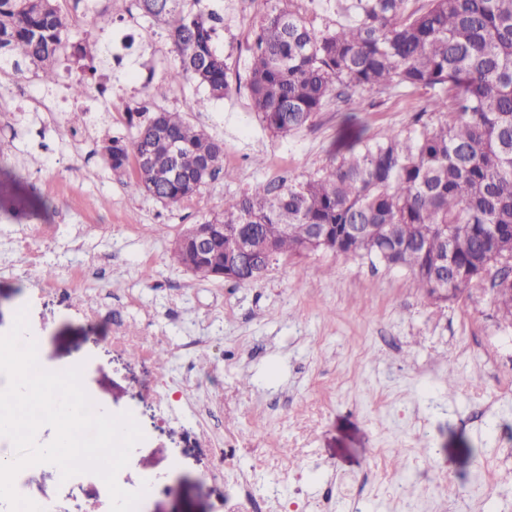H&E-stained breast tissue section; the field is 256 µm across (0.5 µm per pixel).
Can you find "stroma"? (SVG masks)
<instances>
[{"mask_svg":"<svg viewBox=\"0 0 512 512\" xmlns=\"http://www.w3.org/2000/svg\"><path fill=\"white\" fill-rule=\"evenodd\" d=\"M224 9V30L214 37L228 67L232 92L194 112L205 89L175 85L168 28L95 0L99 19L77 23L106 44L128 28L133 47L112 70V99L68 96L83 72L62 56L57 85L33 82L35 95L65 96L59 124L80 117L87 142L74 158L38 113L20 116L6 155L15 172L0 174V334L26 310L29 336L50 367L83 368V385L105 412H130L144 439L117 475L127 491L153 490L143 512H224L237 472L254 490L290 504L329 497V512H352L356 479L370 473L379 449L392 479L411 496L431 490L437 500L464 496L467 512H512V325L504 322L488 287H474L448 302L418 288L404 269L360 258L316 252L279 259L251 286L202 279L173 259L172 243L191 224L219 212L225 199L256 184L315 176L331 158L345 155L357 138L412 129L431 121L424 106L430 90L363 91L350 102H329L305 127L272 136L251 109L250 45L264 0H247L237 16L232 0H201ZM154 71L153 85L139 78ZM184 113L220 140L233 179L208 180L191 200L166 206L131 193L137 177L128 165L113 176L94 141L130 137L131 118L142 110ZM111 122H104V115ZM51 224L45 239L30 240L39 254L30 263L17 248L35 225ZM88 272L85 300L123 308L129 328L163 336V361H145L132 349L113 347L104 325L87 322L72 305L43 290L45 272ZM202 380L191 400L181 398L185 371ZM169 385L177 412L164 411L145 392L155 378ZM212 432L236 444V467L211 478L213 454L195 411L211 401ZM276 443L281 457L258 468L252 450ZM304 473L288 480L289 467ZM28 495L66 512H91L109 500L96 476L62 481L48 464L22 470Z\"/></svg>","mask_w":512,"mask_h":512,"instance_id":"obj_1","label":"stroma"}]
</instances>
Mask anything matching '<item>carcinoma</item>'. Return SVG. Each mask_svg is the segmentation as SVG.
<instances>
[{
  "label": "carcinoma",
  "mask_w": 512,
  "mask_h": 512,
  "mask_svg": "<svg viewBox=\"0 0 512 512\" xmlns=\"http://www.w3.org/2000/svg\"><path fill=\"white\" fill-rule=\"evenodd\" d=\"M252 47L248 90L264 127L285 137L331 99L359 90L429 88L422 112L437 115L406 133L386 132L333 159L322 173L285 184H258L224 202L208 220L224 225L203 262L224 280L251 285L269 255L298 252L315 225L336 241V255L407 269L419 288L446 302L474 286V275L512 250V0H349L347 21L317 31L265 0ZM144 16L169 27L177 64L170 82L192 80L208 92L191 110L231 91L227 65L213 46L222 14L191 0H141ZM103 61L72 38L59 0H0V61L15 72L56 82L59 56ZM103 158L115 175L135 157L133 192L164 205L192 199L223 170L221 142L179 112L159 110L131 139L112 137ZM243 224L247 247L228 264ZM179 265L203 276L192 244L174 250ZM502 319L512 325V269L489 282Z\"/></svg>",
  "instance_id": "carcinoma-1"
}]
</instances>
